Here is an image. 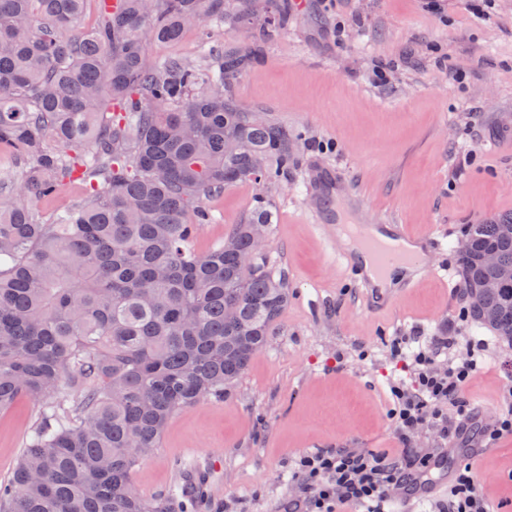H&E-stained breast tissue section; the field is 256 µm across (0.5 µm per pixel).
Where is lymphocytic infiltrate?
Here are the masks:
<instances>
[{
    "instance_id": "lymphocytic-infiltrate-1",
    "label": "lymphocytic infiltrate",
    "mask_w": 512,
    "mask_h": 512,
    "mask_svg": "<svg viewBox=\"0 0 512 512\" xmlns=\"http://www.w3.org/2000/svg\"><path fill=\"white\" fill-rule=\"evenodd\" d=\"M458 347V337H432L409 356L411 385H391L390 416L400 447L339 448L299 456L296 475L301 496L293 502L292 512H346L347 506L355 504L384 512L389 492L404 486L413 454L405 446L410 435L428 424L439 438H453L466 423L475 422L462 392L480 362L474 352L458 360ZM448 512H490L471 464L457 470L448 488Z\"/></svg>"
}]
</instances>
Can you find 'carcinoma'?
I'll return each instance as SVG.
<instances>
[{
	"label": "carcinoma",
	"mask_w": 512,
	"mask_h": 512,
	"mask_svg": "<svg viewBox=\"0 0 512 512\" xmlns=\"http://www.w3.org/2000/svg\"><path fill=\"white\" fill-rule=\"evenodd\" d=\"M86 0H0V149L23 164L0 181V411L37 406L0 512H170L132 473L169 419L224 397L266 347L288 306V273L253 248L272 204L251 208L204 255L203 201L224 187L272 184L297 164L296 135L224 94L288 26L291 0H118L84 28ZM231 19L257 28L239 55L204 66L150 63L147 41ZM91 200L50 219L34 207L70 182ZM512 214L469 224L460 286L472 322L512 342Z\"/></svg>",
	"instance_id": "obj_1"
}]
</instances>
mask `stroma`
<instances>
[{
	"instance_id": "1",
	"label": "stroma",
	"mask_w": 512,
	"mask_h": 512,
	"mask_svg": "<svg viewBox=\"0 0 512 512\" xmlns=\"http://www.w3.org/2000/svg\"><path fill=\"white\" fill-rule=\"evenodd\" d=\"M252 31L233 21L187 29L148 46L149 61L200 60L201 43L243 48ZM465 72L453 82L449 71ZM229 95L297 136L296 167L269 185L275 213L272 264L288 272V307L268 347L223 398L177 412L158 449L133 473L147 499L185 493L187 512H282L297 490L299 455L336 448H396L389 385L404 378L391 356L399 336L448 332L490 344L463 395L479 416L504 411L512 387V345L461 320L458 243L467 225L512 213V0H293L288 26L231 82ZM326 166L344 172L377 212L437 238L431 279L398 306L371 312L337 259L342 245L311 215L309 179ZM253 184L206 200L213 219L193 249L207 253L241 223ZM36 409L25 399L0 412V483L18 463ZM473 449L478 482L494 512H512V435L487 443L451 440L446 469Z\"/></svg>"
}]
</instances>
